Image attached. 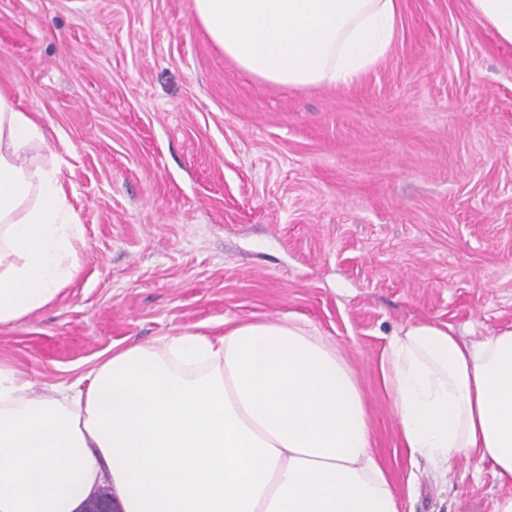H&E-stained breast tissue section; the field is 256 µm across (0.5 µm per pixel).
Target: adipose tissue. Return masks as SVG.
<instances>
[{
  "mask_svg": "<svg viewBox=\"0 0 512 512\" xmlns=\"http://www.w3.org/2000/svg\"><path fill=\"white\" fill-rule=\"evenodd\" d=\"M250 75L351 85L389 51L398 0H194ZM512 45V0H469ZM43 132L0 94V325L53 302L76 269L77 219ZM400 440L440 472L490 463L512 512V329L467 344L401 327L380 361ZM120 512H399L341 348L286 317L220 336L131 344L50 393L0 362V512H78L102 487Z\"/></svg>",
  "mask_w": 512,
  "mask_h": 512,
  "instance_id": "1",
  "label": "adipose tissue"
}]
</instances>
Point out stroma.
Wrapping results in <instances>:
<instances>
[{"label": "stroma", "instance_id": "35a3bbf8", "mask_svg": "<svg viewBox=\"0 0 512 512\" xmlns=\"http://www.w3.org/2000/svg\"><path fill=\"white\" fill-rule=\"evenodd\" d=\"M398 2L358 81L289 88L225 57L194 0H0V93L83 236L0 361L46 393L130 344L289 315L353 365L400 512H495L490 465L411 460L379 363L413 322L512 327V45L468 0Z\"/></svg>", "mask_w": 512, "mask_h": 512}]
</instances>
